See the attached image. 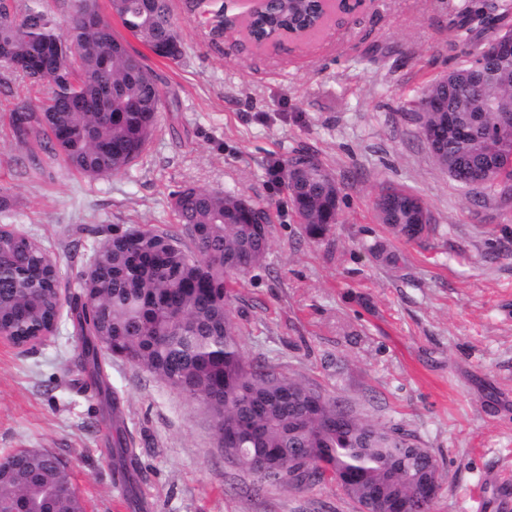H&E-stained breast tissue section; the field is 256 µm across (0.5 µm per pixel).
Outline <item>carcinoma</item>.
I'll return each mask as SVG.
<instances>
[{"instance_id":"carcinoma-1","label":"carcinoma","mask_w":512,"mask_h":512,"mask_svg":"<svg viewBox=\"0 0 512 512\" xmlns=\"http://www.w3.org/2000/svg\"><path fill=\"white\" fill-rule=\"evenodd\" d=\"M66 29L44 0H0V68L45 86L39 106L22 102L10 124L18 144L34 147L89 177L119 175L143 155L163 107L157 77L145 57L112 33L98 0H72ZM123 27L159 57L184 55L171 0H110ZM488 18L465 7L454 23L457 37L472 42V23L494 22L499 36H512V3ZM320 0H262L252 20L257 40L303 31L321 17ZM70 37L67 56L56 44ZM444 111L416 112L420 128L436 131L426 141L434 161L463 188L481 180L479 195L503 204L501 185L512 184V146L498 135L496 119L512 111V59L474 49L470 60L432 80L421 91ZM284 187L308 239H323L338 223L340 189L316 158L293 157ZM414 194L384 186L375 199L380 223L396 239L415 242L432 231L423 223ZM172 212L183 235L157 229L115 227L93 262L78 276L71 300L80 334L100 349L152 374L187 399L204 404L222 434L248 422L253 432L235 441L237 465L268 485L308 489L323 473L337 475L345 493L380 506L413 494L418 482L439 484L436 458L424 454L415 435L336 410V398L314 399L316 386L277 366L246 359L233 319L239 277L264 264L270 223L260 206L221 190L184 185L172 193ZM33 237H0V322L20 343L51 324L60 308L59 269L45 261ZM81 361L94 383L103 382L99 353L82 347ZM113 456L125 466L130 449L116 431ZM275 459L293 482L268 470ZM23 499L27 512H84L65 464L47 450L23 448L0 472V512Z\"/></svg>"}]
</instances>
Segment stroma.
<instances>
[{"instance_id":"1","label":"stroma","mask_w":512,"mask_h":512,"mask_svg":"<svg viewBox=\"0 0 512 512\" xmlns=\"http://www.w3.org/2000/svg\"><path fill=\"white\" fill-rule=\"evenodd\" d=\"M485 0H363L344 20L284 48H240L213 35L185 0H172L185 55L147 48L111 15L114 34L145 54L165 104L142 158L125 173L89 178L64 162L27 171L9 125L46 88L0 70V224L35 237L56 259L63 297L113 227L180 233L171 194L192 184L243 195L270 214L265 263L234 304L248 360L321 385L360 418L397 424L440 467L432 512H504L512 481V208L483 204L432 159L410 103L468 51L453 20ZM316 154L341 191L338 224L309 241L283 184L292 153ZM419 196L429 239L393 238L376 218L381 186ZM401 256L386 265L375 243ZM69 309L43 344L0 341V457L42 448L68 466L85 512H357L336 482L266 487L230 462L206 406L143 369L108 357L106 384L80 364ZM135 455L117 474L112 431Z\"/></svg>"}]
</instances>
